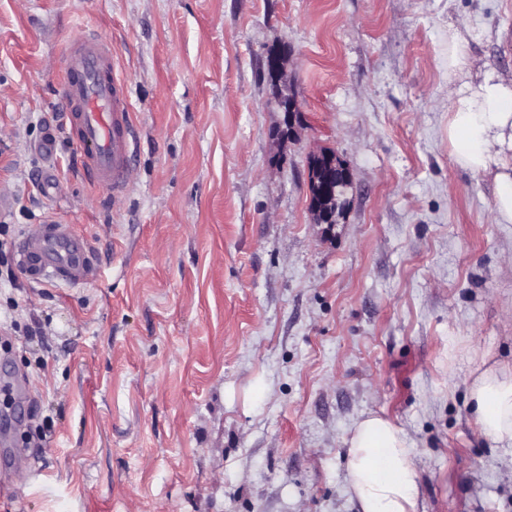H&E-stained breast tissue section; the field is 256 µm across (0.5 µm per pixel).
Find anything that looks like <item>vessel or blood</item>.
Wrapping results in <instances>:
<instances>
[{"mask_svg":"<svg viewBox=\"0 0 512 512\" xmlns=\"http://www.w3.org/2000/svg\"><path fill=\"white\" fill-rule=\"evenodd\" d=\"M62 96L84 178L111 196L129 177L135 125L128 86L118 75L110 43L86 33L64 54ZM17 262L32 281L54 279L87 285L97 279V258L88 241L57 217L27 232Z\"/></svg>","mask_w":512,"mask_h":512,"instance_id":"vessel-or-blood-1","label":"vessel or blood"}]
</instances>
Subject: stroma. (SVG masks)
<instances>
[{
  "mask_svg": "<svg viewBox=\"0 0 512 512\" xmlns=\"http://www.w3.org/2000/svg\"><path fill=\"white\" fill-rule=\"evenodd\" d=\"M512 78V0H0V252L56 216L90 285L0 266V512H358L345 441L406 432L422 512H512V456L468 379L512 366V224L448 148V12ZM111 42L136 136L124 193L84 182L62 56ZM283 50L270 80L269 52ZM301 121L282 135L277 94ZM352 186L317 224L308 160Z\"/></svg>",
  "mask_w": 512,
  "mask_h": 512,
  "instance_id": "35a3bbf8",
  "label": "stroma"
}]
</instances>
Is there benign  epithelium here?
Segmentation results:
<instances>
[{"instance_id": "benign-epithelium-1", "label": "benign epithelium", "mask_w": 512, "mask_h": 512, "mask_svg": "<svg viewBox=\"0 0 512 512\" xmlns=\"http://www.w3.org/2000/svg\"><path fill=\"white\" fill-rule=\"evenodd\" d=\"M351 175L345 163L337 156L322 161L318 154L308 163L309 204L315 222L329 228L340 223L348 203Z\"/></svg>"}]
</instances>
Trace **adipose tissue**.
<instances>
[{"instance_id":"obj_1","label":"adipose tissue","mask_w":512,"mask_h":512,"mask_svg":"<svg viewBox=\"0 0 512 512\" xmlns=\"http://www.w3.org/2000/svg\"><path fill=\"white\" fill-rule=\"evenodd\" d=\"M470 24L448 22V144L455 164L491 177L494 220L512 224V80L474 67ZM471 416L480 433L512 454V370L471 374ZM347 490L361 512H418L420 473L405 431L375 413L357 419L347 440Z\"/></svg>"}]
</instances>
